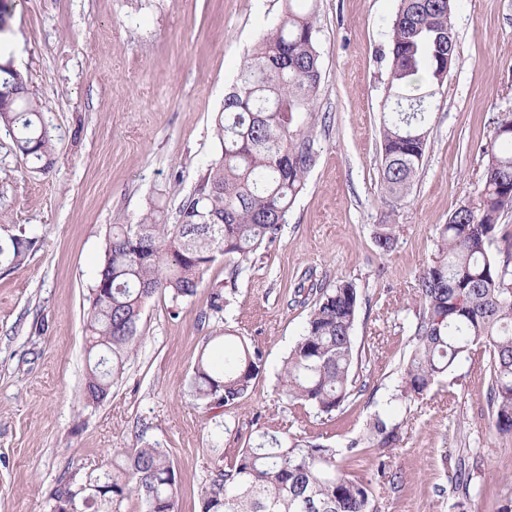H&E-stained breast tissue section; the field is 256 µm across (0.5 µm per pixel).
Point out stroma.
<instances>
[{
  "instance_id": "35a3bbf8",
  "label": "stroma",
  "mask_w": 512,
  "mask_h": 512,
  "mask_svg": "<svg viewBox=\"0 0 512 512\" xmlns=\"http://www.w3.org/2000/svg\"><path fill=\"white\" fill-rule=\"evenodd\" d=\"M0 58L12 62L55 145L49 171L29 172L0 129V237L38 243L17 268L0 267V512H49L57 485L84 476L117 448L169 449L181 512L215 461L268 424L345 448L386 404L409 355L415 285L439 225L477 203L494 118L512 113V0H455L456 60L437 98L428 148L405 202L381 191L384 53L398 0H318L322 81L312 114L318 156L281 239L259 251L227 305L199 319L208 289L144 307L140 340L108 398L80 403L87 364V298L115 224L149 207L175 217L220 151L224 94L282 0H13ZM397 227L394 249L373 236ZM353 282L357 390L332 415L294 422L278 370L310 308L302 278ZM233 331L258 345L266 369L238 407H197L193 365L206 337ZM482 364L460 363L423 398L396 406L403 441L397 484H379L378 512H496L512 488V438L490 428ZM471 494L455 488L458 471Z\"/></svg>"
}]
</instances>
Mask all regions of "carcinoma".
Instances as JSON below:
<instances>
[{
	"mask_svg": "<svg viewBox=\"0 0 512 512\" xmlns=\"http://www.w3.org/2000/svg\"><path fill=\"white\" fill-rule=\"evenodd\" d=\"M316 0H284L278 22L261 32L224 96L217 120L220 155L179 206L176 220L149 211L136 224H115L88 298L85 406L109 396L140 336L143 308L156 295L178 301L207 287L212 266L227 258L236 281L257 250L281 238L288 212L317 159L312 115L322 66L317 50ZM454 0H399L388 32V82L381 123L383 196L407 198L429 139L428 117L455 63ZM0 125L33 171L52 165L54 145L39 103L22 77L0 72ZM478 207L456 208L439 228L434 258L419 273L416 312L409 325L411 352L387 407L374 412L346 453L305 434L267 430L252 446L224 456L200 491L201 512H377L372 482L345 471L343 457L366 455L393 484L385 458L403 441L402 422L388 409L424 395L462 361L486 358L487 399L497 433L512 434V234L500 223L512 211V113L496 119L485 148ZM503 257L491 252L495 239ZM396 225L374 235L392 251ZM24 233L0 239V266L16 268L34 249ZM107 287L99 288L101 281ZM295 295L311 303L306 325L279 370L289 410L307 407L330 415L354 392L353 328L359 295L348 280L331 286L300 284ZM221 288L208 312L223 310ZM264 352L240 340L236 351L212 360L201 350L192 371L193 396L205 408L234 407L265 370ZM181 486L169 453L145 446L113 450L96 475L72 477L51 494L50 512H179Z\"/></svg>",
	"mask_w": 512,
	"mask_h": 512,
	"instance_id": "carcinoma-1",
	"label": "carcinoma"
}]
</instances>
